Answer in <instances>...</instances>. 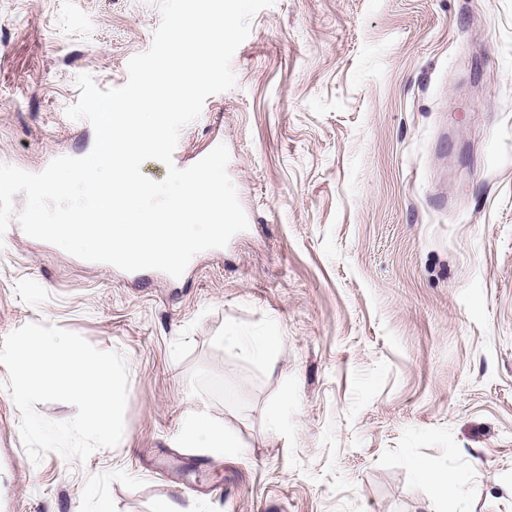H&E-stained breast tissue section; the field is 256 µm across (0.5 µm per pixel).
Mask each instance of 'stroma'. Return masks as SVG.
<instances>
[{
    "mask_svg": "<svg viewBox=\"0 0 512 512\" xmlns=\"http://www.w3.org/2000/svg\"><path fill=\"white\" fill-rule=\"evenodd\" d=\"M160 24L0 0V163L87 155L77 76L123 86ZM231 66L180 156L227 146L249 227L226 247L135 280L0 242V339L56 325L130 376L116 448L36 465L0 364V512H512V0H275ZM231 327L283 341L265 362ZM190 411L248 453L180 447Z\"/></svg>",
    "mask_w": 512,
    "mask_h": 512,
    "instance_id": "stroma-1",
    "label": "stroma"
}]
</instances>
